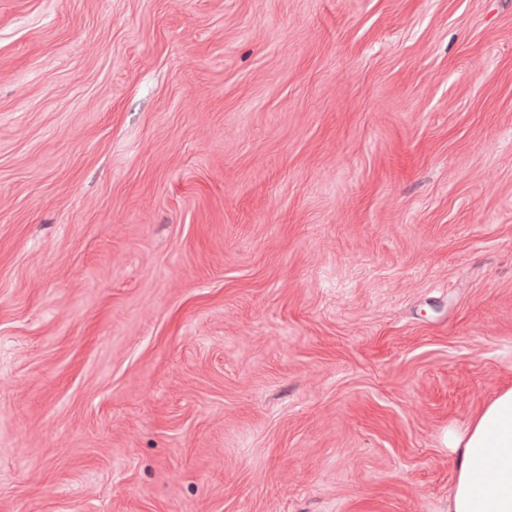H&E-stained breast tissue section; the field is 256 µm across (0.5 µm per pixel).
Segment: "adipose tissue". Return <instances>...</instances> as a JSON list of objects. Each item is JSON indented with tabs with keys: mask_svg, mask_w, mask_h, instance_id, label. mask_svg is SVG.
I'll list each match as a JSON object with an SVG mask.
<instances>
[{
	"mask_svg": "<svg viewBox=\"0 0 512 512\" xmlns=\"http://www.w3.org/2000/svg\"><path fill=\"white\" fill-rule=\"evenodd\" d=\"M445 442L455 457L448 512H512V388L449 428Z\"/></svg>",
	"mask_w": 512,
	"mask_h": 512,
	"instance_id": "adipose-tissue-1",
	"label": "adipose tissue"
}]
</instances>
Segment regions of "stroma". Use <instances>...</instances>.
Listing matches in <instances>:
<instances>
[{
    "label": "stroma",
    "mask_w": 512,
    "mask_h": 512,
    "mask_svg": "<svg viewBox=\"0 0 512 512\" xmlns=\"http://www.w3.org/2000/svg\"><path fill=\"white\" fill-rule=\"evenodd\" d=\"M512 386V0H0V512H448Z\"/></svg>",
    "instance_id": "1"
}]
</instances>
